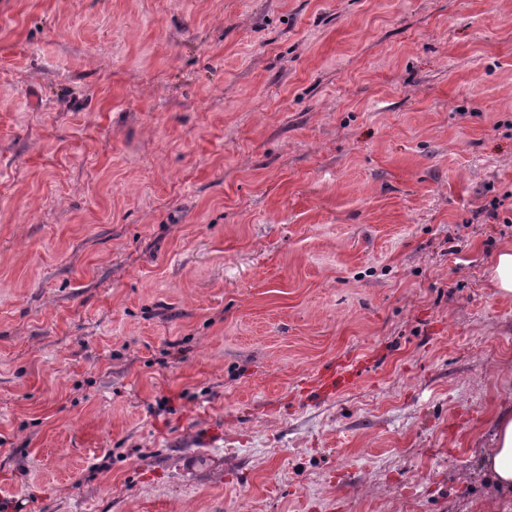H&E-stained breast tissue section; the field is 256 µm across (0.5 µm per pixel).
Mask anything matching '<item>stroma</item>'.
I'll list each match as a JSON object with an SVG mask.
<instances>
[{"mask_svg": "<svg viewBox=\"0 0 512 512\" xmlns=\"http://www.w3.org/2000/svg\"><path fill=\"white\" fill-rule=\"evenodd\" d=\"M507 244L512 0H0V504L512 512ZM491 288L501 296L512 295V246H506L497 256L491 278ZM492 447L482 455L481 471L491 491L505 497L512 494V412L498 417Z\"/></svg>", "mask_w": 512, "mask_h": 512, "instance_id": "stroma-1", "label": "stroma"}]
</instances>
